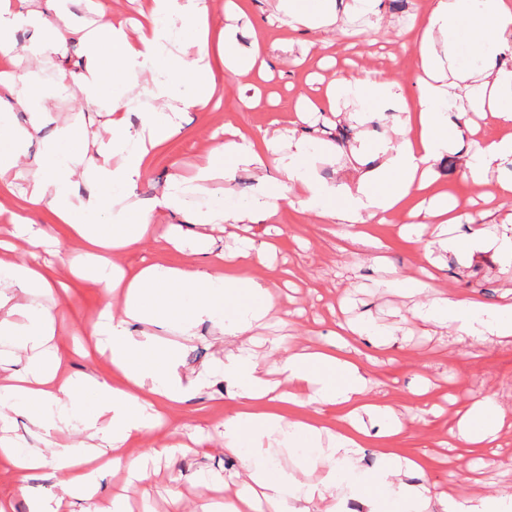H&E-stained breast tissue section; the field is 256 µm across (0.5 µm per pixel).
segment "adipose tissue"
<instances>
[{
	"label": "adipose tissue",
	"mask_w": 512,
	"mask_h": 512,
	"mask_svg": "<svg viewBox=\"0 0 512 512\" xmlns=\"http://www.w3.org/2000/svg\"><path fill=\"white\" fill-rule=\"evenodd\" d=\"M378 2L349 0L340 11L336 0H277L275 9L293 30L333 28L353 15L378 16ZM69 3L0 0V54L13 53L15 35L24 27L35 33L33 54L59 53L82 32ZM208 15L207 0H150L134 32L106 15L95 19L94 30L84 32L79 79L88 102L108 101L107 133L96 138L94 154L86 157L76 150L84 128H60L36 158L24 195L12 204L10 222L0 226V339L38 353L22 368L15 356L0 357V459L21 476L47 466L61 476L59 495L29 500L28 512H66L70 506L78 512H126L119 495L109 507L99 506L101 478L121 469L128 479L142 480L149 459L174 457L167 407L188 401L217 379L231 387L235 401L221 426L225 452L241 459L238 478L244 490L204 504L201 512H333L330 502L342 492L366 512H512V495H434L427 485L412 481L421 469L419 459L390 451L382 453L373 474H361L356 454L368 422L384 420L386 435L399 434L404 424L397 412L370 396L364 368L340 349L288 354L281 365L284 384L271 382L254 350L253 332L277 313L279 301L269 283L249 271L270 266L273 245L248 240L217 252L209 233L222 224H269L282 209L296 206L345 225L357 239L365 225L388 223L392 214L405 210L414 219L405 230L410 238L421 223H461L459 200L435 188L434 164L456 151V133L468 113L499 128L512 125V0H432L418 27L415 101L376 72L354 83H329V103L350 94L368 104V111L350 113L357 124L369 122L376 111L393 114L394 141L371 148L362 140L349 149L345 165L354 172L351 183L319 178L306 137L285 134L279 126L257 136L228 125L223 138L203 153L194 184L228 180L240 169L252 172L254 185L245 204L187 211L193 184L171 173L161 198L141 205L131 195L149 173L152 151L180 131L175 103L204 108L211 100L215 80L202 65L210 51L218 50L234 74L268 67L262 40L239 48L236 30L228 26L218 41H211ZM172 42L194 46L196 59L174 55L168 48ZM136 69L151 74L146 93L155 105L143 113L137 110L139 97L113 93L118 74ZM0 79L10 87L9 98L0 99V193L7 195L15 166L52 114L40 84L23 75ZM20 113L25 123L17 122ZM134 113L141 122L135 139L127 134ZM370 148L378 163L366 168L360 159ZM511 165L512 136L496 134L466 157L462 176L476 187L492 186L493 197H511L512 178L505 175ZM83 182L90 187L85 195L78 189ZM44 204L82 248L79 256L60 257L55 266L41 259L55 243L52 230L32 219ZM160 211L187 213V222L156 223ZM147 241L158 250L179 252L182 262L159 260L129 269L119 264L120 256ZM20 242L29 255L23 264L10 257ZM86 279L101 286L105 298L118 300L78 326L97 350L109 353L112 366L104 376L64 373L63 357L50 345L62 319L58 296L67 293L70 281ZM392 285L410 296L427 294V302L412 309L414 319L444 320L459 335L480 342L512 338V313L506 308L438 292L423 279H396ZM206 322L219 328L232 349L223 362L182 380L176 372L179 353L161 336L172 330L190 336ZM87 395L93 402L89 411L82 405ZM5 405L28 413L32 425L44 431L46 449L27 448L7 437ZM338 406L346 410L338 427L322 425L318 413ZM74 420L91 436L105 434L108 447L58 442ZM502 424L501 409L488 396L464 405L448 436L489 448ZM152 434L162 437L159 447L146 455L130 454V446ZM282 448L310 449L307 463L325 470L323 483L304 485L294 473L273 469L272 455Z\"/></svg>",
	"instance_id": "1"
}]
</instances>
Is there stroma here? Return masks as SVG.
I'll return each mask as SVG.
<instances>
[{"mask_svg":"<svg viewBox=\"0 0 512 512\" xmlns=\"http://www.w3.org/2000/svg\"><path fill=\"white\" fill-rule=\"evenodd\" d=\"M273 5L274 0H247L251 26L237 32L243 47L251 41V30L266 35L271 57L267 78L229 73L219 59H212L216 94L207 109L187 108L180 133L152 152L151 171L135 189L141 202L161 196L167 174L191 176L214 129L233 124L256 131L274 120L287 123L298 97L324 105V81L331 76L355 81L375 71L399 85L406 98L415 97L418 72L413 64L411 24L426 11L422 0H403L399 8L394 0H381V19L373 25L359 19L333 30L304 28L294 32L279 26ZM31 38V32L19 33L14 49L16 67L50 90L53 121L31 142L28 157L19 162L16 183L20 186L27 183L30 159L39 155L58 128L79 120L92 139L104 135L109 119L105 106L87 103L82 87L73 79L84 59L81 37L73 36L60 53L36 59L26 51ZM60 82L66 85L61 92L56 89ZM255 95L259 103L245 107V100ZM301 132L315 143L316 171L327 182L338 178L335 164L325 158L327 152L344 154L360 137L378 143L393 136L386 115L358 127L327 113L314 125H303ZM480 140V135L462 129L458 151L445 155L435 166L438 187L464 199L463 212L472 218L481 207L473 203L474 192L462 180L461 171L466 152L474 150ZM252 184L250 172H237L232 182L205 185L198 195L189 197L188 207L195 211L217 204H244ZM275 222L283 229L275 260L272 266L254 268L253 273L273 283L278 281L280 269L291 268L298 277L281 299L282 307L288 310L287 323L269 321L256 329V336L286 337L292 350L338 343L341 324L350 320L373 321L393 329L391 342L385 346L376 345L367 336L351 341L355 359L368 372L374 397L392 406L406 427L404 433L387 437L381 422L369 424V440L357 456L360 470L375 469L382 452L389 449L419 458L423 471L418 480L432 491L455 494L472 488L484 496L512 494L511 436L501 435L493 448L447 446L448 430L455 425L459 409L477 399L493 397L512 425V341L476 344L451 327L425 325L412 318L414 298L385 284L392 274L421 277L426 266L422 245L402 234L408 222L406 213H398L386 224L368 225L369 236L360 242L346 239L341 225L297 208L281 211ZM468 233L466 225L457 226L455 235L460 245L443 253L432 271L434 283L439 290L486 306L502 305L507 289L512 287V263L499 260L490 251L470 253L464 244ZM105 304L101 289L92 283L71 284L70 297L63 306L64 321L53 341L69 356L68 373L107 372L106 361L91 364L73 353L76 322L92 318ZM164 341L178 346L177 372L185 379L224 357L220 332L210 323L198 326L195 336L187 338L173 331ZM426 402L436 405L437 411L424 417L419 409ZM231 405L230 390L220 383L181 404L171 416V425L178 429L180 441L191 443V450L177 456L174 463H158L145 482L126 481L121 472L106 476L101 482L102 498L121 491L131 512H168L169 493L177 489L182 494L183 512H200L211 487L224 483L231 491H238L235 474L240 463L225 454L218 429ZM59 479V474L48 467L22 478L0 461V494L13 495L15 512H28L29 498L57 495Z\"/></svg>","mask_w":512,"mask_h":512,"instance_id":"1","label":"stroma"}]
</instances>
